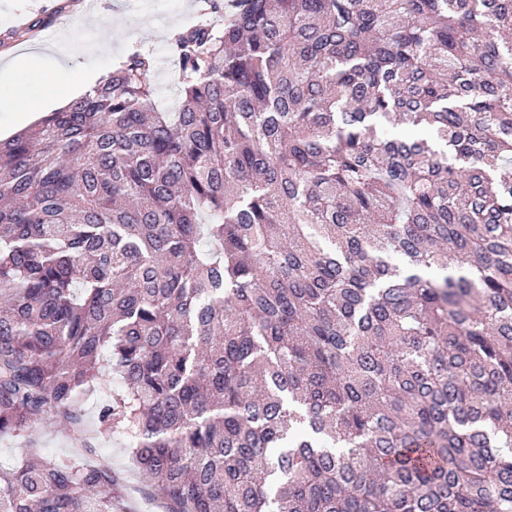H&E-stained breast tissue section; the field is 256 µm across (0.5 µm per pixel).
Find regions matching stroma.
I'll use <instances>...</instances> for the list:
<instances>
[{"instance_id":"35a3bbf8","label":"stroma","mask_w":512,"mask_h":512,"mask_svg":"<svg viewBox=\"0 0 512 512\" xmlns=\"http://www.w3.org/2000/svg\"><path fill=\"white\" fill-rule=\"evenodd\" d=\"M72 0H0V54L27 57L41 48L35 69L21 70L0 79V93L10 94L25 85L37 96L65 84L71 72L101 80L117 59L140 47L153 50L159 66L152 76L159 99L175 95L174 62L169 40L161 29L167 24L184 27L198 16L200 0H179L178 7L160 0H84V15L71 10ZM65 42L66 65L46 52V45ZM97 456L111 465L133 512H156L147 500L145 481L134 468L124 443L97 446Z\"/></svg>"}]
</instances>
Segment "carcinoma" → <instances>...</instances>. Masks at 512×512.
I'll return each instance as SVG.
<instances>
[{
  "instance_id": "obj_1",
  "label": "carcinoma",
  "mask_w": 512,
  "mask_h": 512,
  "mask_svg": "<svg viewBox=\"0 0 512 512\" xmlns=\"http://www.w3.org/2000/svg\"><path fill=\"white\" fill-rule=\"evenodd\" d=\"M203 2L0 140V512H512V0ZM38 437L42 449L51 454L76 455L85 458L100 456L102 460L112 466V471L115 472L121 485L124 498L132 510L137 512H164L158 508L164 507L160 500L150 502L145 500L149 499L144 494L147 483L134 468L124 443L113 441L111 444L97 445L95 452L88 455L85 448H78L79 446L74 443L71 433L65 425H58L52 431L40 433ZM155 509L157 511H140Z\"/></svg>"
}]
</instances>
